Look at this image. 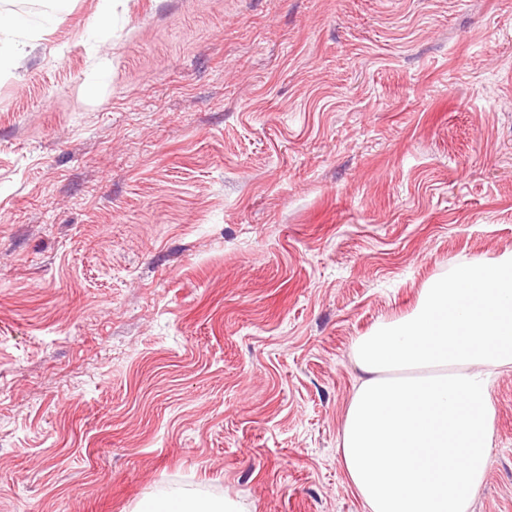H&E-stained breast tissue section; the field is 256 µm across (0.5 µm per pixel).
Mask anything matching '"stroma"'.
<instances>
[{"label":"stroma","instance_id":"1","mask_svg":"<svg viewBox=\"0 0 512 512\" xmlns=\"http://www.w3.org/2000/svg\"><path fill=\"white\" fill-rule=\"evenodd\" d=\"M0 512H364L358 336L512 250V0H0ZM472 512H512V372ZM19 26V19L0 14V73L15 67L18 48L13 33ZM138 512H247L232 500L191 496L179 488L160 490L155 497L144 501Z\"/></svg>","mask_w":512,"mask_h":512}]
</instances>
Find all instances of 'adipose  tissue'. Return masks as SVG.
Segmentation results:
<instances>
[{"instance_id": "adipose-tissue-1", "label": "adipose tissue", "mask_w": 512, "mask_h": 512, "mask_svg": "<svg viewBox=\"0 0 512 512\" xmlns=\"http://www.w3.org/2000/svg\"><path fill=\"white\" fill-rule=\"evenodd\" d=\"M362 377L338 439L365 512H471L489 463L491 388L512 371V252L453 269L353 347ZM138 512H246L160 490Z\"/></svg>"}]
</instances>
